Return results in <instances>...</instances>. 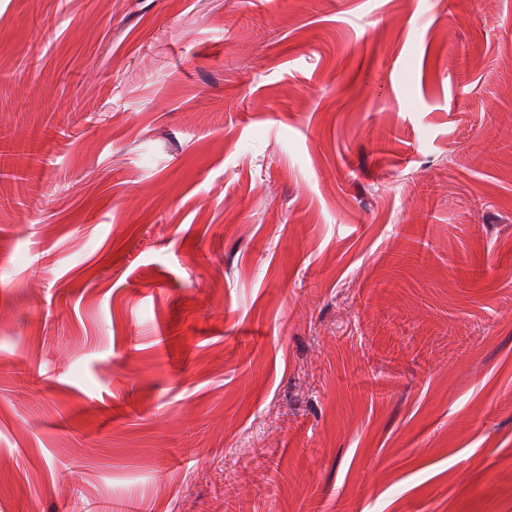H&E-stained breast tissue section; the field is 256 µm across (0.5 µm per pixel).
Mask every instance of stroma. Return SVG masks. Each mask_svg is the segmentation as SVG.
<instances>
[{
  "label": "stroma",
  "instance_id": "1",
  "mask_svg": "<svg viewBox=\"0 0 512 512\" xmlns=\"http://www.w3.org/2000/svg\"><path fill=\"white\" fill-rule=\"evenodd\" d=\"M27 143L0 512H512V0H0Z\"/></svg>",
  "mask_w": 512,
  "mask_h": 512
}]
</instances>
